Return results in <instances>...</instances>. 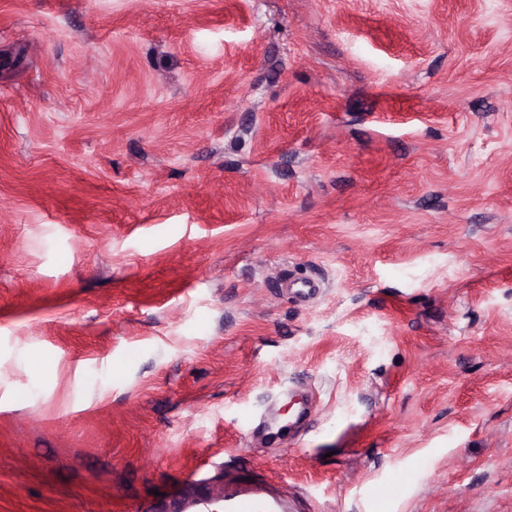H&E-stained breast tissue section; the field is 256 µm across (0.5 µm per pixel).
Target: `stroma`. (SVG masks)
I'll list each match as a JSON object with an SVG mask.
<instances>
[{"instance_id":"obj_1","label":"stroma","mask_w":512,"mask_h":512,"mask_svg":"<svg viewBox=\"0 0 512 512\" xmlns=\"http://www.w3.org/2000/svg\"><path fill=\"white\" fill-rule=\"evenodd\" d=\"M228 462L512 512V0H0V512ZM321 284L310 276H290L288 278V295L301 304L314 300L321 292Z\"/></svg>"}]
</instances>
